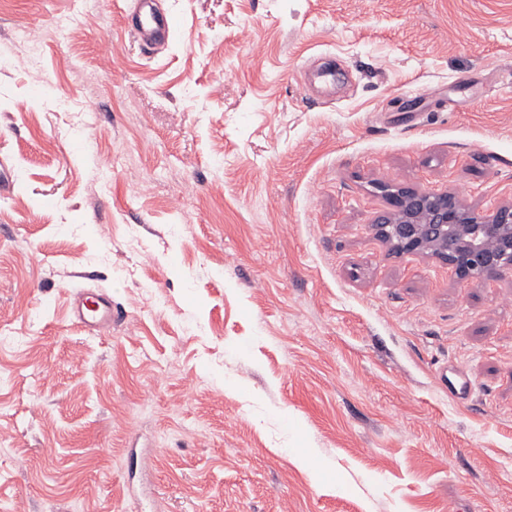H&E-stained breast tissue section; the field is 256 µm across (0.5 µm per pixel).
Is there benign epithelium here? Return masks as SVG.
<instances>
[{
    "mask_svg": "<svg viewBox=\"0 0 512 512\" xmlns=\"http://www.w3.org/2000/svg\"><path fill=\"white\" fill-rule=\"evenodd\" d=\"M392 200L375 228L399 252L431 254L476 281L512 271L511 204L480 215L450 194L400 190Z\"/></svg>",
    "mask_w": 512,
    "mask_h": 512,
    "instance_id": "1",
    "label": "benign epithelium"
}]
</instances>
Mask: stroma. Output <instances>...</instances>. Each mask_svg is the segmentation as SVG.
Returning a JSON list of instances; mask_svg holds the SVG:
<instances>
[{
    "instance_id": "1",
    "label": "stroma",
    "mask_w": 512,
    "mask_h": 512,
    "mask_svg": "<svg viewBox=\"0 0 512 512\" xmlns=\"http://www.w3.org/2000/svg\"><path fill=\"white\" fill-rule=\"evenodd\" d=\"M162 5L0 0V512H512V275L374 229L512 203V0ZM132 28L133 34L149 47L168 41L173 20L157 9L155 0H137ZM70 316L77 324L86 329L106 330L112 325L115 314L112 311V300L102 293L80 291L74 298Z\"/></svg>"
}]
</instances>
